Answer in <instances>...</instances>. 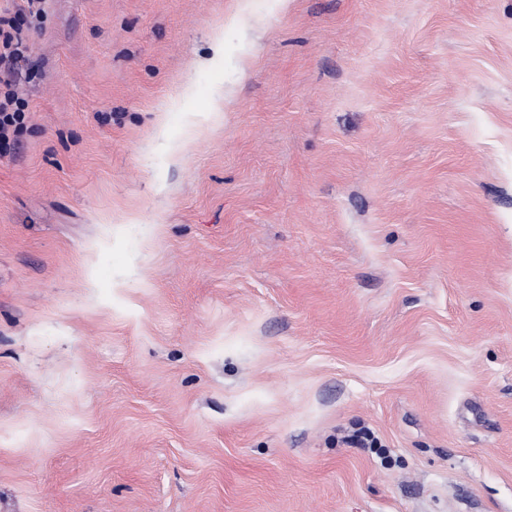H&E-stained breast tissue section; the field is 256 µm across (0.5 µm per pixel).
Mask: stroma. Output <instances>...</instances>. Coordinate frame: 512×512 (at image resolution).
Wrapping results in <instances>:
<instances>
[{"label":"stroma","mask_w":512,"mask_h":512,"mask_svg":"<svg viewBox=\"0 0 512 512\" xmlns=\"http://www.w3.org/2000/svg\"><path fill=\"white\" fill-rule=\"evenodd\" d=\"M44 10L0 155V512H512V0ZM224 101L225 97L224 91L218 89L215 96V104L216 107L213 111L210 112H191L188 113L189 116V124L186 132L185 139L172 147V153L176 160H180L185 152L189 149L191 145V138L194 134L197 126L201 123H207L209 125H218L221 124L224 120V113L220 108V104Z\"/></svg>","instance_id":"stroma-1"}]
</instances>
